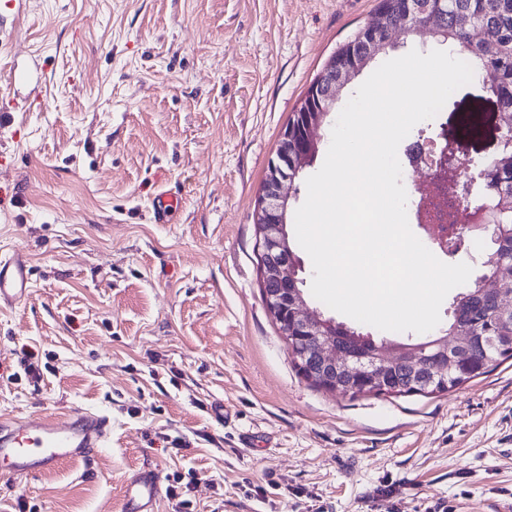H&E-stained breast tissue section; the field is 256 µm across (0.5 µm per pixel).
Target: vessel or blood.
<instances>
[{"instance_id":"b4317fda","label":"vessel or blood","mask_w":512,"mask_h":512,"mask_svg":"<svg viewBox=\"0 0 512 512\" xmlns=\"http://www.w3.org/2000/svg\"><path fill=\"white\" fill-rule=\"evenodd\" d=\"M180 208L178 196L162 191L153 201L155 223L164 224ZM30 265L24 253L0 256V307H11L28 293ZM112 430L109 416L74 407L62 414L0 419V461L8 477L46 474L66 462L84 461L103 447ZM162 478L153 470L132 474L125 485L123 512H157Z\"/></svg>"}]
</instances>
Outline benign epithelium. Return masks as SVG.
I'll return each mask as SVG.
<instances>
[{
	"label": "benign epithelium",
	"instance_id": "1",
	"mask_svg": "<svg viewBox=\"0 0 512 512\" xmlns=\"http://www.w3.org/2000/svg\"><path fill=\"white\" fill-rule=\"evenodd\" d=\"M404 29L412 31H436L442 25L443 12L437 10L434 0H405L400 11ZM328 78H319L309 86L311 95L331 101L336 105L345 87L346 78L336 73V66L328 69ZM329 109H308L303 106L301 129L287 125L280 135L274 157L269 161L268 172L262 186L254 214L259 234V262L263 298L270 315L283 326L285 341L292 336H310L301 357L310 359L315 366L311 375L325 381L327 376L343 371L351 376H373L395 363L399 353L393 349L365 348V338L359 335L344 337L346 346L336 345V326L333 320L308 307L298 289L299 267L289 246L287 213L291 194L290 187L299 173L308 166L309 159L319 146L317 131L323 126ZM435 173L448 169V160L454 154L452 143L446 141L434 148ZM473 188H463L456 180L451 186V196L474 205L479 214L478 224L490 243V249L500 245L506 225L497 219V210L489 203L472 196ZM438 347L433 361H409L415 373L430 368L448 375L454 369L455 357L446 343H434Z\"/></svg>",
	"mask_w": 512,
	"mask_h": 512
}]
</instances>
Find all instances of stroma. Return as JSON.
<instances>
[{"instance_id": "stroma-1", "label": "stroma", "mask_w": 512, "mask_h": 512, "mask_svg": "<svg viewBox=\"0 0 512 512\" xmlns=\"http://www.w3.org/2000/svg\"><path fill=\"white\" fill-rule=\"evenodd\" d=\"M377 3L0 9V98L41 92L0 124V253L31 266L28 295L0 309V417L112 418L90 461L0 482V512H122L144 465L189 483L194 512H512V359L441 394L353 399L298 374L263 301L268 162ZM502 131L478 79L413 129L478 162ZM163 189L181 208L156 224Z\"/></svg>"}]
</instances>
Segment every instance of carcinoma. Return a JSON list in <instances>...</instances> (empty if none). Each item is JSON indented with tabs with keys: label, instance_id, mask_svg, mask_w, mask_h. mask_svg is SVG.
Masks as SVG:
<instances>
[{
	"label": "carcinoma",
	"instance_id": "carcinoma-1",
	"mask_svg": "<svg viewBox=\"0 0 512 512\" xmlns=\"http://www.w3.org/2000/svg\"><path fill=\"white\" fill-rule=\"evenodd\" d=\"M399 5L400 0H385L375 9L368 23L369 30L388 37L389 31L396 27ZM460 17H467L479 26L484 38L471 41L467 32L457 26ZM443 25L447 35L440 34L438 38L463 51L474 75L491 78L492 93L507 110L501 154L497 163L485 168L480 197L499 208L501 223L512 225V0H447ZM368 53L367 44L353 38L336 51V61L344 68H353ZM508 292L512 293V236L504 238L495 262L485 266L484 273L470 288L455 296L448 326L439 329L435 338L449 337L456 332L475 340L481 336L512 337V326L500 323L489 306L492 298ZM511 358L512 347L484 351L473 343L459 358L448 382L429 387L426 394L460 386ZM385 383L391 390L384 393L381 385L359 379L349 396H408L414 388L412 371L404 364L398 365L387 372Z\"/></svg>",
	"mask_w": 512,
	"mask_h": 512
}]
</instances>
